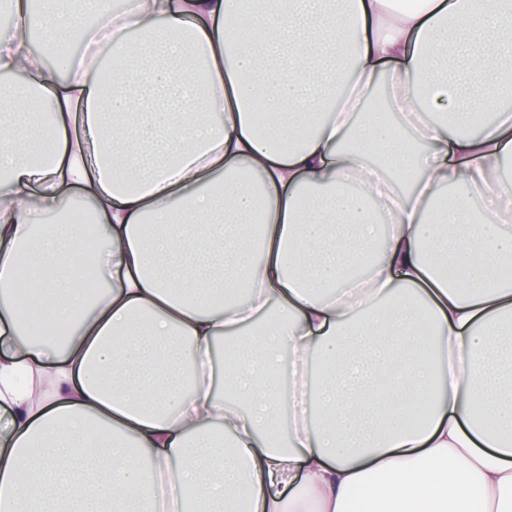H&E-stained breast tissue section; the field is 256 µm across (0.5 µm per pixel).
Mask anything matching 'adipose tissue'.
I'll use <instances>...</instances> for the list:
<instances>
[{
  "instance_id": "1",
  "label": "adipose tissue",
  "mask_w": 512,
  "mask_h": 512,
  "mask_svg": "<svg viewBox=\"0 0 512 512\" xmlns=\"http://www.w3.org/2000/svg\"><path fill=\"white\" fill-rule=\"evenodd\" d=\"M9 8L0 512H512V0Z\"/></svg>"
}]
</instances>
